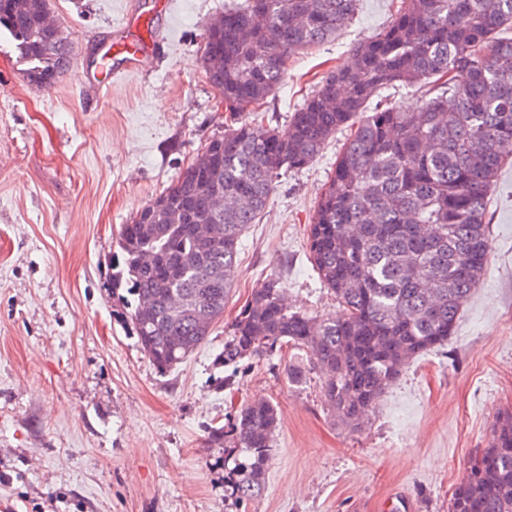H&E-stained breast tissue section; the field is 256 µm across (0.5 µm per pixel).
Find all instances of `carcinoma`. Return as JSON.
I'll return each mask as SVG.
<instances>
[{
	"label": "carcinoma",
	"instance_id": "cac0c4a2",
	"mask_svg": "<svg viewBox=\"0 0 512 512\" xmlns=\"http://www.w3.org/2000/svg\"><path fill=\"white\" fill-rule=\"evenodd\" d=\"M358 2L231 0L204 44V54L224 55L209 82L228 112L224 135L206 145L212 168L203 178L186 168L139 208L118 233L112 264L119 317L158 372L173 370L224 318L241 236L263 216L281 171L306 166L358 121L307 234L313 270L343 316L291 311L272 280L228 324L215 357L229 366L288 344L310 350L331 412L353 428L403 364L454 334L486 270L489 194L512 161V0H402L389 24L355 47L354 65L324 77L286 127L259 116L288 60L347 27ZM47 9L48 0H0V30L41 64L35 77L44 84L71 57L63 31L44 27ZM399 85L424 89L421 111L383 100ZM210 190L229 201L223 212L208 209ZM213 223L222 235L203 252L191 225ZM279 425L275 405L254 401L231 426L209 428L210 447L242 454L230 471L236 499L263 488ZM448 512H512L511 412L473 458Z\"/></svg>",
	"mask_w": 512,
	"mask_h": 512
}]
</instances>
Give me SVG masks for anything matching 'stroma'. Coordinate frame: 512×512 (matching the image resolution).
Listing matches in <instances>:
<instances>
[{
    "instance_id": "1",
    "label": "stroma",
    "mask_w": 512,
    "mask_h": 512,
    "mask_svg": "<svg viewBox=\"0 0 512 512\" xmlns=\"http://www.w3.org/2000/svg\"><path fill=\"white\" fill-rule=\"evenodd\" d=\"M150 2L49 0L71 43L69 70L49 86L29 79L30 62L0 33V474L9 478L0 512H448L496 418L512 410V163L490 194L486 271L454 335L407 362L360 429L331 415L308 350L285 345L217 366L220 325L159 373L113 310L112 258L122 224L224 133L202 63L224 0H172L170 15L151 21L157 54L145 70L126 75L115 61L104 98H83L102 43ZM399 5L360 0L334 40L290 59L265 122L285 127ZM348 135L338 131L312 163L277 180L241 237L225 320L271 279L292 310L340 315L306 237ZM257 400L277 405L281 426L264 490L240 502L225 483L233 449L205 439Z\"/></svg>"
}]
</instances>
